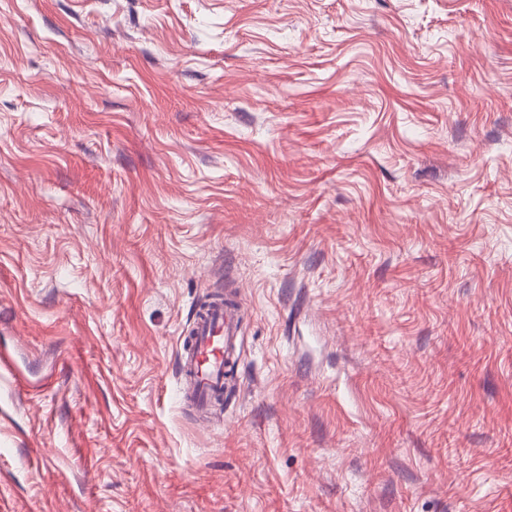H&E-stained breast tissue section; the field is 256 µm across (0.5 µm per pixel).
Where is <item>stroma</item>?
Here are the masks:
<instances>
[{
  "label": "stroma",
  "instance_id": "obj_1",
  "mask_svg": "<svg viewBox=\"0 0 512 512\" xmlns=\"http://www.w3.org/2000/svg\"><path fill=\"white\" fill-rule=\"evenodd\" d=\"M1 350L0 512H512V0H0ZM238 318L239 313L232 305L210 304L196 314L193 335L188 343L187 340L183 343L190 398L199 408H207L224 398L226 382L235 364Z\"/></svg>",
  "mask_w": 512,
  "mask_h": 512
}]
</instances>
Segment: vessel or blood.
Wrapping results in <instances>:
<instances>
[{
    "label": "vessel or blood",
    "instance_id": "obj_1",
    "mask_svg": "<svg viewBox=\"0 0 512 512\" xmlns=\"http://www.w3.org/2000/svg\"><path fill=\"white\" fill-rule=\"evenodd\" d=\"M238 318L232 305L221 302L210 304L195 316L194 332L182 349L190 398L199 408H207L224 396L235 364Z\"/></svg>",
    "mask_w": 512,
    "mask_h": 512
}]
</instances>
